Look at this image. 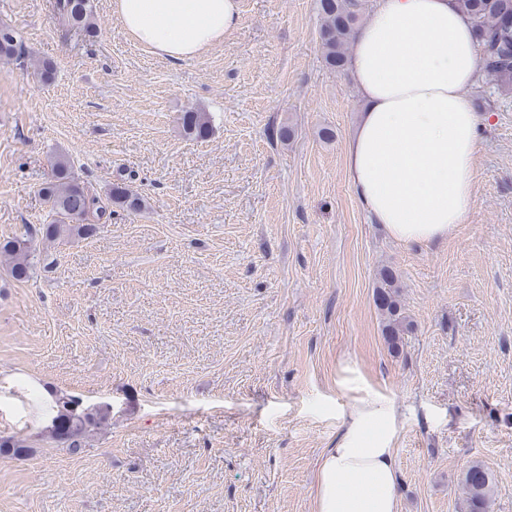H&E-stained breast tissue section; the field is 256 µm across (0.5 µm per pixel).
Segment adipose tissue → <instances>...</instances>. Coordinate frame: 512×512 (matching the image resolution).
<instances>
[{
    "label": "adipose tissue",
    "mask_w": 512,
    "mask_h": 512,
    "mask_svg": "<svg viewBox=\"0 0 512 512\" xmlns=\"http://www.w3.org/2000/svg\"><path fill=\"white\" fill-rule=\"evenodd\" d=\"M152 53L188 61L239 21L238 0H113ZM363 102L345 144L351 191L394 240L427 246L466 223L483 116L468 91L479 76L473 27L455 0H377L349 45ZM338 386L357 397L335 447L321 456L314 512H400L397 410L344 364Z\"/></svg>",
    "instance_id": "1"
}]
</instances>
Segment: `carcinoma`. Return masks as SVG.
Instances as JSON below:
<instances>
[{
	"instance_id": "cac0c4a2",
	"label": "carcinoma",
	"mask_w": 512,
	"mask_h": 512,
	"mask_svg": "<svg viewBox=\"0 0 512 512\" xmlns=\"http://www.w3.org/2000/svg\"><path fill=\"white\" fill-rule=\"evenodd\" d=\"M456 3L472 22L476 43L481 48L482 69L493 77L498 89L512 93V0H456ZM361 10L360 0H319L321 48L327 66L334 71L347 69L348 47L359 29ZM54 12L61 25L88 36L94 33L93 0H55ZM24 55L25 48L16 32L0 23V57L21 59ZM179 120L188 136L202 139L209 135L206 113L187 110ZM41 192L56 215V223L43 227L47 238L62 234L87 238L96 232L97 225L112 216L108 205L74 176L64 159L54 163L52 179ZM109 199L132 210L140 209L142 204L138 194L124 183L112 186ZM0 255L6 258L14 279L22 281L31 276L34 264L27 241L14 239L0 243ZM377 281L375 303L383 317L382 335L389 349L397 351L402 336L413 330V323L401 304V285L396 272L383 266L377 271ZM48 414L52 415V422L46 427L47 438L77 449L91 431L108 421L110 407H83L80 398L57 393ZM27 447L24 438L0 436V452L21 455ZM461 484L465 512H490L494 486L482 464H470L463 472Z\"/></svg>"
}]
</instances>
